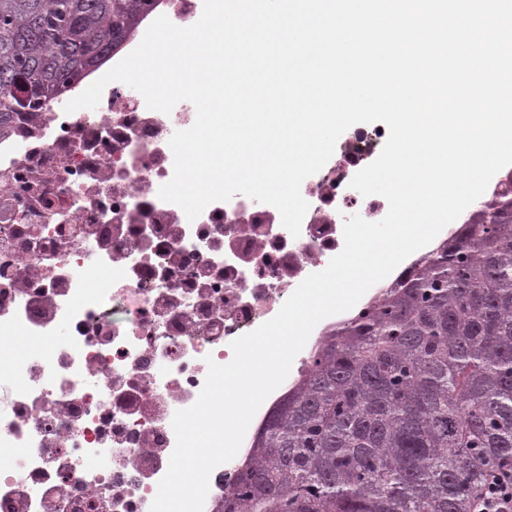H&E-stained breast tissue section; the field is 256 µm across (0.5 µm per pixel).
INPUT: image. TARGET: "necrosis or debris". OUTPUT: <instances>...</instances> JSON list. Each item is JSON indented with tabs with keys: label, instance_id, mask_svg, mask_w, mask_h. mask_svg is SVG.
Here are the masks:
<instances>
[{
	"label": "necrosis or debris",
	"instance_id": "4bbe7bcc",
	"mask_svg": "<svg viewBox=\"0 0 512 512\" xmlns=\"http://www.w3.org/2000/svg\"><path fill=\"white\" fill-rule=\"evenodd\" d=\"M203 0H155L112 61L153 20L179 26ZM192 103L165 114L129 86H106L96 109L47 105L0 134V343L31 350L0 365V512H150L175 446L172 419L197 399L208 361L231 362L232 342L272 319L297 286L343 246V216L376 200L352 193L350 172L384 127L337 144L340 163L306 182L299 236L249 198L187 220L159 188L173 175L169 139L195 121ZM320 321L285 381L262 403L230 467L210 476L204 512L244 465L268 416L347 319ZM112 459L108 468L95 457Z\"/></svg>",
	"mask_w": 512,
	"mask_h": 512
}]
</instances>
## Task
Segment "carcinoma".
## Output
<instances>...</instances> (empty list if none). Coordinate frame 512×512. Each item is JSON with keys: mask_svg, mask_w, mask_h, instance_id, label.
Listing matches in <instances>:
<instances>
[{"mask_svg": "<svg viewBox=\"0 0 512 512\" xmlns=\"http://www.w3.org/2000/svg\"><path fill=\"white\" fill-rule=\"evenodd\" d=\"M152 0H0V130L57 101ZM512 457V181L326 337L221 512H469Z\"/></svg>", "mask_w": 512, "mask_h": 512, "instance_id": "obj_1", "label": "carcinoma"}]
</instances>
